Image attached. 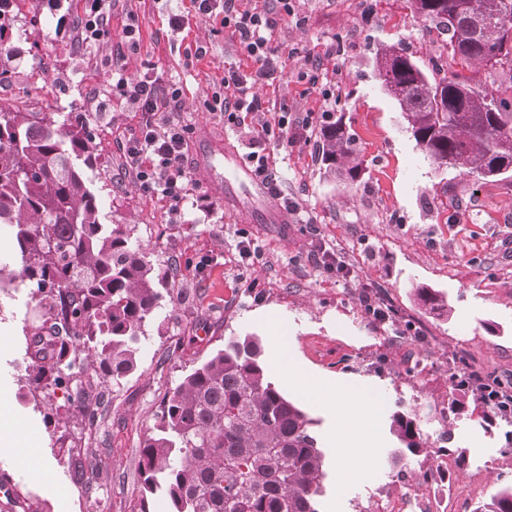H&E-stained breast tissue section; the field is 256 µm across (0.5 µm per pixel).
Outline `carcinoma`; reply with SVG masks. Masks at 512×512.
I'll return each instance as SVG.
<instances>
[{"label": "carcinoma", "instance_id": "carcinoma-1", "mask_svg": "<svg viewBox=\"0 0 512 512\" xmlns=\"http://www.w3.org/2000/svg\"><path fill=\"white\" fill-rule=\"evenodd\" d=\"M0 84L14 75L5 44L15 16L1 7ZM447 36L456 65L478 63L512 80V0H410ZM378 77L398 102L416 145L437 167L474 180L512 174V95H495L459 72L424 68L401 48L382 55ZM322 162L357 184V140L342 118L321 130ZM97 145L84 122L60 123L54 113L0 108V224H13L16 264L0 261V284L30 285L46 319L27 340L26 380L33 390L69 389L82 422L103 416L93 373L115 383L134 372L146 323L164 298L165 277L121 224H102L83 168ZM421 306L448 301L416 289ZM454 390L442 422L467 405L465 372L448 360ZM315 420L269 375L257 336L233 338L191 369L162 400L155 433L139 451L144 494L164 493L170 512H320L324 453ZM390 434L396 461L440 451L423 434L416 411H395ZM473 512H512V485L475 503Z\"/></svg>", "mask_w": 512, "mask_h": 512}]
</instances>
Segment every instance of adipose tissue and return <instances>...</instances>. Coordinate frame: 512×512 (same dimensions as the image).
Masks as SVG:
<instances>
[{
    "label": "adipose tissue",
    "instance_id": "obj_1",
    "mask_svg": "<svg viewBox=\"0 0 512 512\" xmlns=\"http://www.w3.org/2000/svg\"><path fill=\"white\" fill-rule=\"evenodd\" d=\"M281 371L288 379L299 381L306 395L336 410L341 448L339 467L346 476L358 475L361 461L370 457L378 444L377 433L365 425L366 419L381 408L378 398L361 384L311 375L293 360L282 365Z\"/></svg>",
    "mask_w": 512,
    "mask_h": 512
}]
</instances>
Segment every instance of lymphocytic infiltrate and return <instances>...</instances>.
Segmentation results:
<instances>
[{"label": "lymphocytic infiltrate", "mask_w": 512, "mask_h": 512, "mask_svg": "<svg viewBox=\"0 0 512 512\" xmlns=\"http://www.w3.org/2000/svg\"><path fill=\"white\" fill-rule=\"evenodd\" d=\"M196 15L221 17L254 63L248 73L236 69L225 71L221 80L223 93L214 94L208 108L221 113L225 123L238 125L244 113L259 112L264 103L252 95L254 85L267 82L276 72L274 52L267 37L273 26L268 14L241 9L239 0H191ZM112 0H88L75 30L74 43L90 46L111 34ZM110 91L139 112L137 132L122 141L121 149L140 187L160 193L172 202H180L195 188L187 162L191 149L192 129L173 118L182 90L154 72L129 80L120 70H113Z\"/></svg>", "instance_id": "obj_1"}]
</instances>
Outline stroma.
<instances>
[{"label": "stroma", "mask_w": 512, "mask_h": 512, "mask_svg": "<svg viewBox=\"0 0 512 512\" xmlns=\"http://www.w3.org/2000/svg\"><path fill=\"white\" fill-rule=\"evenodd\" d=\"M85 0H22L12 36L15 74L0 86V106H33L58 121L83 120L97 141L98 158L86 177L97 197L99 220L127 226L131 238L168 276L169 296L139 345L137 369L120 383L101 387L107 408L95 429L71 418L62 390L32 396L25 379L26 334L43 321L28 288L0 295V431L11 430L14 447L26 448L22 465L12 449H0V472L10 493L0 492V512H87L80 465L98 452V483L112 512H169L166 498L143 499L139 449L151 433L165 394L228 339L254 334L269 341L287 326L288 356L333 379H358L385 399L373 425L380 442L357 479H342L334 443L338 418L327 406L279 379L282 391L310 417L325 454L322 512H366L376 491L395 489L390 462L395 442L389 417L418 409L424 432L437 433L448 403V357L512 382V184L475 182L439 170L406 130L397 102L377 78L380 48L400 47L421 64L443 50V38L408 0H292L283 16L275 0H241L242 8L274 19L270 45L274 80L257 86L268 111L229 127L207 103L225 69L247 70L237 38L219 22L192 14L190 0H114L112 36L88 49L72 42V23ZM185 14L182 33L168 18ZM136 19L135 44L122 30ZM207 46L203 60L189 57ZM128 78L155 68L178 82L183 95L174 116L193 127L192 152L228 139L241 157L262 134L270 108L311 118L306 137L268 144L280 196L269 208L296 203L284 226L255 222L257 204L246 196L228 203L202 170L191 176L205 198L187 196L178 206L144 192L128 174L119 141L133 133L139 116L109 93L113 64ZM336 84L324 98L313 79ZM343 117L360 145V181L345 185L321 160L323 113ZM259 256L242 261L241 242ZM326 244L360 277L359 284L319 267L314 252ZM443 293L449 313L420 307L414 290ZM398 311L395 336L364 312L360 291ZM454 421L455 446L467 449L469 469L458 475L457 512L512 484V468L487 466L506 444L505 424L487 425L480 400ZM69 452H60L61 444ZM49 460L51 469L34 464Z\"/></svg>", "instance_id": "stroma-1"}]
</instances>
